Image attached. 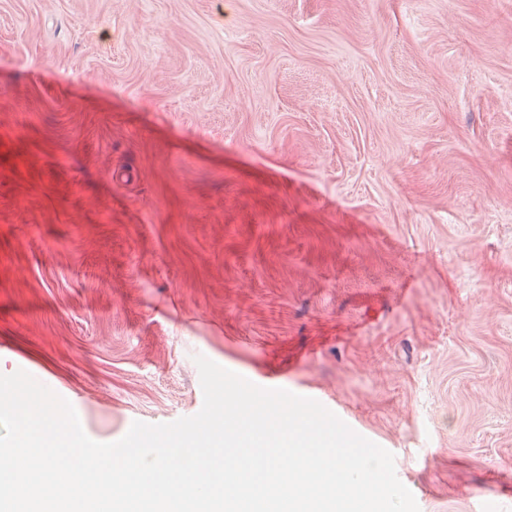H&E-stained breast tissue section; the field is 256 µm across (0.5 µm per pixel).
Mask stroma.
Wrapping results in <instances>:
<instances>
[{"label":"stroma","instance_id":"35a3bbf8","mask_svg":"<svg viewBox=\"0 0 512 512\" xmlns=\"http://www.w3.org/2000/svg\"><path fill=\"white\" fill-rule=\"evenodd\" d=\"M199 355L512 512V0H0V374L113 442Z\"/></svg>","mask_w":512,"mask_h":512}]
</instances>
